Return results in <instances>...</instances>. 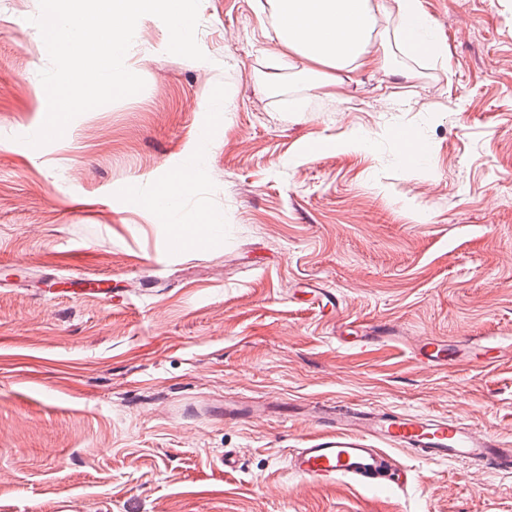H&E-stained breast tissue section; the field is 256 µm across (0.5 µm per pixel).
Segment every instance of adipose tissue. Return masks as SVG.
<instances>
[{"label":"adipose tissue","instance_id":"1","mask_svg":"<svg viewBox=\"0 0 512 512\" xmlns=\"http://www.w3.org/2000/svg\"><path fill=\"white\" fill-rule=\"evenodd\" d=\"M276 40L287 49L300 75L310 79L312 89L327 86L331 73L375 66L389 69L391 58L385 44L375 41L380 0H268ZM403 42L438 55V40L420 0H393ZM209 151H195L183 163L179 178L169 179L160 189L173 204L207 174Z\"/></svg>","mask_w":512,"mask_h":512}]
</instances>
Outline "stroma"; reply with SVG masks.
<instances>
[{
  "mask_svg": "<svg viewBox=\"0 0 512 512\" xmlns=\"http://www.w3.org/2000/svg\"><path fill=\"white\" fill-rule=\"evenodd\" d=\"M441 57L393 49L309 90L267 0H201L205 60L152 15L126 67L145 88L23 143L47 98L37 0H0V512H512V473L399 451L402 490L299 482L315 427L288 399L463 416L512 441V0H422ZM229 94L230 112L197 101ZM208 132L212 173L181 218L224 237L166 248L153 194ZM358 131L370 151L345 148ZM430 162H402L406 143ZM102 276L108 304L64 296ZM339 296L320 315L304 291ZM381 322L405 341L359 352ZM503 338L490 361L417 367L408 340ZM228 398L264 405L224 419ZM238 453L235 467L224 454ZM109 279H88L84 276H77L69 279L66 283H72L80 286L81 288H71L72 291L79 290L84 293L96 294L101 297L102 300L112 303L115 298L120 295L113 292L112 288H109ZM89 287V288H88Z\"/></svg>",
  "mask_w": 512,
  "mask_h": 512,
  "instance_id": "1",
  "label": "stroma"
}]
</instances>
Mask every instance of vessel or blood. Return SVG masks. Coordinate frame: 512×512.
Wrapping results in <instances>:
<instances>
[{
	"mask_svg": "<svg viewBox=\"0 0 512 512\" xmlns=\"http://www.w3.org/2000/svg\"><path fill=\"white\" fill-rule=\"evenodd\" d=\"M396 337L389 324L352 337L351 344L365 349ZM411 355L427 370L461 357L455 345L429 336L417 338ZM307 418L316 434L298 443L289 468L299 481L333 483L346 479L364 488H400L406 474L394 453L405 450L429 461H462L512 472V444L472 427L464 418L436 419L421 414L351 404L331 411L312 407Z\"/></svg>",
	"mask_w": 512,
	"mask_h": 512,
	"instance_id": "obj_1",
	"label": "vessel or blood"
}]
</instances>
